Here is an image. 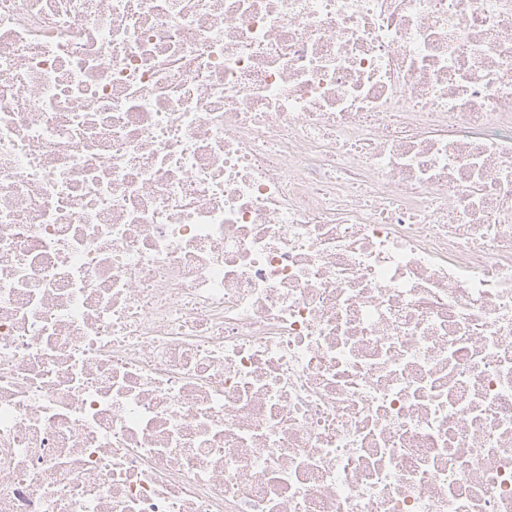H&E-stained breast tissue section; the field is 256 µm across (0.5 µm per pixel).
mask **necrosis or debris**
Listing matches in <instances>:
<instances>
[{
    "label": "necrosis or debris",
    "mask_w": 512,
    "mask_h": 512,
    "mask_svg": "<svg viewBox=\"0 0 512 512\" xmlns=\"http://www.w3.org/2000/svg\"><path fill=\"white\" fill-rule=\"evenodd\" d=\"M0 512H512V0H0Z\"/></svg>",
    "instance_id": "1"
}]
</instances>
